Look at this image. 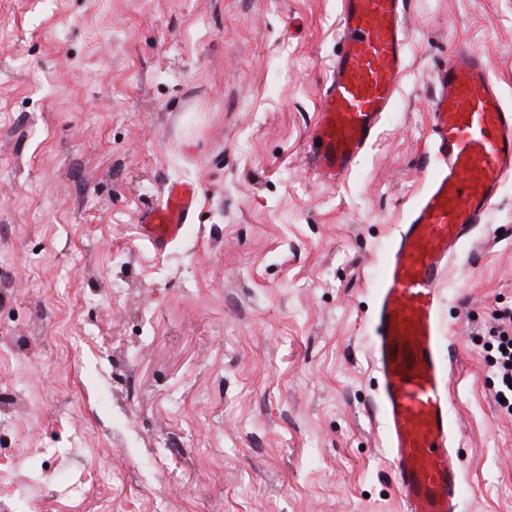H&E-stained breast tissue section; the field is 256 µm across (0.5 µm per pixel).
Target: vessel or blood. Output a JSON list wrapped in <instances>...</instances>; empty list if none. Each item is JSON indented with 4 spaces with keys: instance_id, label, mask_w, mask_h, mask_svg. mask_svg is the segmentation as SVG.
Listing matches in <instances>:
<instances>
[{
    "instance_id": "obj_1",
    "label": "vessel or blood",
    "mask_w": 512,
    "mask_h": 512,
    "mask_svg": "<svg viewBox=\"0 0 512 512\" xmlns=\"http://www.w3.org/2000/svg\"><path fill=\"white\" fill-rule=\"evenodd\" d=\"M406 0H340L339 44L309 138L327 183L349 173L391 112L406 69ZM427 151L433 169L400 225L380 277L370 353L401 512H460L465 494L439 349V285L512 178V107L483 55L459 48L434 65ZM195 184H170L142 217L156 249L176 241L197 206Z\"/></svg>"
}]
</instances>
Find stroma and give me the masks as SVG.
Here are the masks:
<instances>
[{"label": "stroma", "mask_w": 512, "mask_h": 512, "mask_svg": "<svg viewBox=\"0 0 512 512\" xmlns=\"http://www.w3.org/2000/svg\"><path fill=\"white\" fill-rule=\"evenodd\" d=\"M340 0H0V512H399L374 282L424 190L434 63L512 106V0H408L407 68L337 185L307 166ZM198 183L184 236L143 212ZM460 512H512L483 335L512 180L439 286Z\"/></svg>", "instance_id": "1"}]
</instances>
